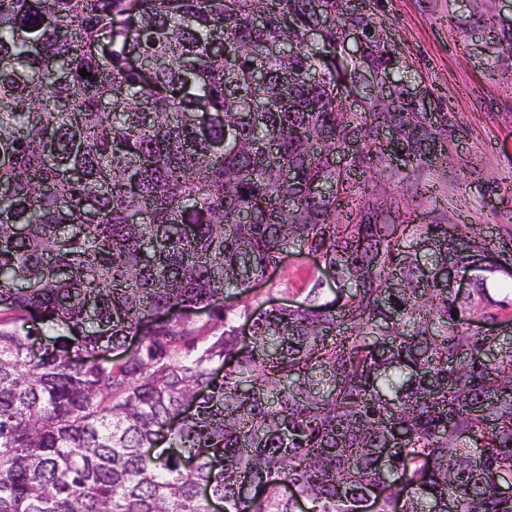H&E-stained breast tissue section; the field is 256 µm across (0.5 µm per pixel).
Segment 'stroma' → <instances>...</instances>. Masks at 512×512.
I'll return each instance as SVG.
<instances>
[{
    "label": "stroma",
    "mask_w": 512,
    "mask_h": 512,
    "mask_svg": "<svg viewBox=\"0 0 512 512\" xmlns=\"http://www.w3.org/2000/svg\"><path fill=\"white\" fill-rule=\"evenodd\" d=\"M375 13L453 133L448 161L421 174L424 195L399 193L384 172L362 184L363 197L396 198L391 224H475L494 244L512 245V54L493 42L494 30L512 27V0H379ZM322 276L306 248L290 246L247 298L195 309L193 320L206 332L244 327L257 311L303 302Z\"/></svg>",
    "instance_id": "35a3bbf8"
}]
</instances>
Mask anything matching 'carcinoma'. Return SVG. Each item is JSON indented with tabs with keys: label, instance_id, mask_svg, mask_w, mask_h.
I'll return each mask as SVG.
<instances>
[{
	"label": "carcinoma",
	"instance_id": "carcinoma-1",
	"mask_svg": "<svg viewBox=\"0 0 512 512\" xmlns=\"http://www.w3.org/2000/svg\"><path fill=\"white\" fill-rule=\"evenodd\" d=\"M310 2L0 0V512H208L200 486L224 512H512V345L452 317L505 304L512 252L460 300L433 271L475 265L478 226L389 224L367 199L340 222L358 170L408 190L450 124L407 98L373 14ZM370 70L395 94L346 109ZM295 241L333 299L318 280L256 313L247 345L189 327ZM60 325L72 343L33 361Z\"/></svg>",
	"mask_w": 512,
	"mask_h": 512
}]
</instances>
